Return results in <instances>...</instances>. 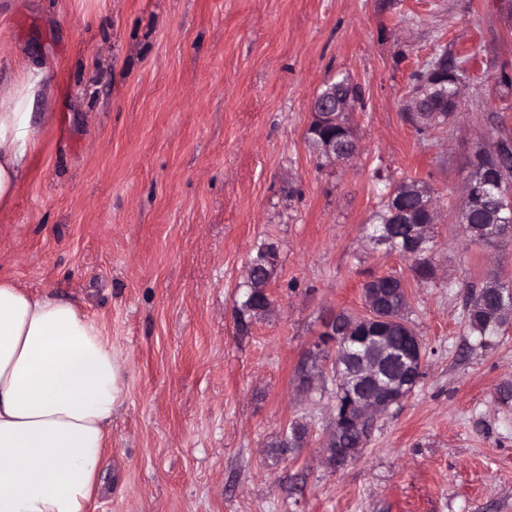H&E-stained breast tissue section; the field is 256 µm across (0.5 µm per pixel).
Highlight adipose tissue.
<instances>
[{
    "mask_svg": "<svg viewBox=\"0 0 512 512\" xmlns=\"http://www.w3.org/2000/svg\"><path fill=\"white\" fill-rule=\"evenodd\" d=\"M58 83L29 53L0 73V211L26 175ZM126 375L81 305L0 278V512H92Z\"/></svg>",
    "mask_w": 512,
    "mask_h": 512,
    "instance_id": "1",
    "label": "adipose tissue"
}]
</instances>
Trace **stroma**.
Instances as JSON below:
<instances>
[{
  "label": "stroma",
  "mask_w": 512,
  "mask_h": 512,
  "mask_svg": "<svg viewBox=\"0 0 512 512\" xmlns=\"http://www.w3.org/2000/svg\"><path fill=\"white\" fill-rule=\"evenodd\" d=\"M55 66L52 116L11 208L0 276L75 300L128 369L95 512H512V329L479 346L466 296L512 286V239L462 240L469 162L512 140V0H0V70ZM473 64L421 138L405 104L434 55ZM362 89L359 152L320 166L310 103ZM438 205L437 276L370 240L382 183ZM277 248L273 310L241 327L246 268ZM400 277L426 347L411 395L331 468L336 384L297 365L368 278ZM299 448L275 446L292 422Z\"/></svg>",
  "instance_id": "obj_1"
}]
</instances>
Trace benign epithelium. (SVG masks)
I'll return each mask as SVG.
<instances>
[{"label":"benign epithelium","instance_id":"1","mask_svg":"<svg viewBox=\"0 0 512 512\" xmlns=\"http://www.w3.org/2000/svg\"><path fill=\"white\" fill-rule=\"evenodd\" d=\"M468 67L448 63L446 56H433L417 72L419 91L413 93L406 103V112H423V103L432 95L443 92L453 85L457 97H462ZM359 102L357 88L348 80L328 86L312 99L311 122L308 128L310 142L324 167L344 165L356 156L358 140L352 126L351 115ZM346 133V145L336 146V129ZM488 159L485 154L474 157L473 175L466 186V197H477L493 192L503 204L512 202V190L505 183L488 175L482 178L477 166ZM431 197L430 187L421 182L408 183L402 190L392 193L391 223L375 227L371 240L385 245L389 250L402 251L410 256H420L431 250V227L435 214L422 221L415 209L408 206L411 200L424 201ZM278 267L277 252L272 250L248 264L247 287L249 295L262 294L265 299L260 306L250 310L252 317L259 318L270 312L273 306L270 285ZM386 277H373L362 289L365 311L358 316L346 315L338 319L331 315L318 336L308 348L298 368V385L304 391L319 386L325 375L336 378L341 386L338 405L334 408L333 428L323 444L327 463L337 467L357 457L377 420L393 406L401 404L413 391L420 379L425 363V348L416 333L405 336L401 346L396 337L385 332L358 336L354 334L361 323L386 322L392 329L409 330L406 323L396 317L384 316L387 295L380 287ZM467 312H480L488 324L500 332L512 327V310L490 302L488 292L480 289L471 294ZM358 434L357 443L346 447L342 435Z\"/></svg>","mask_w":512,"mask_h":512}]
</instances>
